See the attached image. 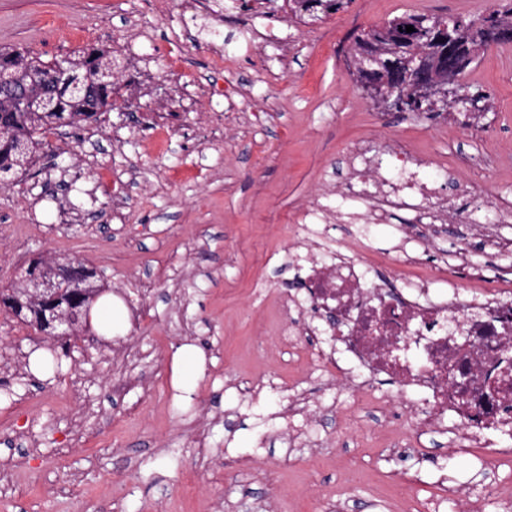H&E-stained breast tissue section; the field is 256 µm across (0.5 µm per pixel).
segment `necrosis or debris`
Instances as JSON below:
<instances>
[{
  "label": "necrosis or debris",
  "mask_w": 512,
  "mask_h": 512,
  "mask_svg": "<svg viewBox=\"0 0 512 512\" xmlns=\"http://www.w3.org/2000/svg\"><path fill=\"white\" fill-rule=\"evenodd\" d=\"M355 174L347 191L368 223L388 222L396 212L417 209L433 224L449 223L439 191L419 183L408 157L393 155L402 172L390 182L371 172L366 151H353ZM304 299H287V318L275 335L281 345L300 348L316 320L335 317L328 328L333 345L323 354L320 376L365 400L419 392L420 404L405 407L421 434L447 432L456 448L482 449L486 470L498 468L497 437L512 433V289L464 288L449 282L432 295L428 278L394 284L375 276L357 254L325 263L308 257Z\"/></svg>",
  "instance_id": "obj_1"
}]
</instances>
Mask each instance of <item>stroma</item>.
I'll return each mask as SVG.
<instances>
[{"instance_id": "1", "label": "stroma", "mask_w": 512, "mask_h": 512, "mask_svg": "<svg viewBox=\"0 0 512 512\" xmlns=\"http://www.w3.org/2000/svg\"><path fill=\"white\" fill-rule=\"evenodd\" d=\"M497 0H350L317 22L284 0H248L221 20L183 11L145 19L141 0H0V46L51 59L80 50L66 29L127 61L120 104L94 125L45 135L35 163L0 184V287L49 254L94 267L114 294L109 345L84 335L59 375L27 362L33 331L0 309V512H460L456 485L500 512L512 458L485 471L477 448L404 432L400 407L341 395L316 432L323 444L285 454L284 385L318 402L314 364L275 339L276 296L305 288L308 251L348 250L355 237L380 277L435 275L392 266L411 212L386 224H332L312 249L290 251L289 225L329 196L334 208L362 141L375 158L402 148L420 180L457 211L477 197L512 200V43L488 48L460 75L482 91L479 127L463 116L414 122L373 106L348 68L354 38L405 14L477 15ZM267 30L260 48L252 28ZM179 55L167 69L165 54ZM225 91L210 97L212 87ZM203 362L174 385L177 349Z\"/></svg>"}]
</instances>
